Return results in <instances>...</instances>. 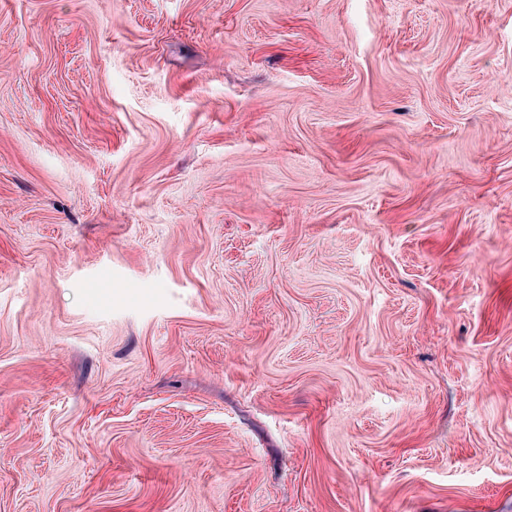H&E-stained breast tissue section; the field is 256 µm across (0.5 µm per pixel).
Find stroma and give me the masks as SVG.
Returning a JSON list of instances; mask_svg holds the SVG:
<instances>
[{
    "label": "stroma",
    "mask_w": 512,
    "mask_h": 512,
    "mask_svg": "<svg viewBox=\"0 0 512 512\" xmlns=\"http://www.w3.org/2000/svg\"><path fill=\"white\" fill-rule=\"evenodd\" d=\"M0 512H512V0H0Z\"/></svg>",
    "instance_id": "1"
}]
</instances>
